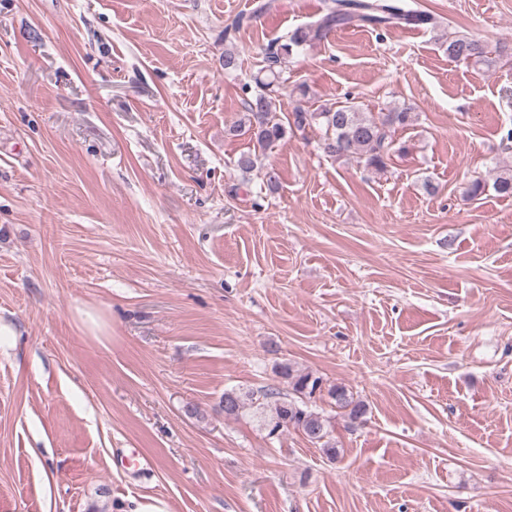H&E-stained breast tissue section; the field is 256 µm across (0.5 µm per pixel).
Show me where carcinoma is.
<instances>
[{
	"instance_id": "cac0c4a2",
	"label": "carcinoma",
	"mask_w": 512,
	"mask_h": 512,
	"mask_svg": "<svg viewBox=\"0 0 512 512\" xmlns=\"http://www.w3.org/2000/svg\"><path fill=\"white\" fill-rule=\"evenodd\" d=\"M416 20L418 16L406 8L404 0H326L317 19L292 31L285 42L277 40L269 46L254 76V93L246 101L243 117L229 129L230 134L247 132L255 147L264 150L283 140L288 132L303 131L316 124L323 130L321 146L328 156L384 168L397 145L396 132L414 121L413 108L400 107L375 116L350 101L318 112L299 103L281 120L274 115L276 86L287 58L324 40L334 30L354 25H408ZM447 51L452 60L491 63L485 45L467 36L448 37ZM277 373L287 380L291 391L283 393L271 388L263 392L266 402L257 404V408L270 409V415L264 418L268 436L275 437L293 428L320 446L330 458H336L339 450L332 442L330 421L304 401L322 390L323 379L299 372L287 362L277 366ZM327 393L338 407L347 410L350 423L364 421L367 405L355 399L345 386L330 384ZM251 401L253 396L235 390H226L221 396L226 416L239 415Z\"/></svg>"
}]
</instances>
